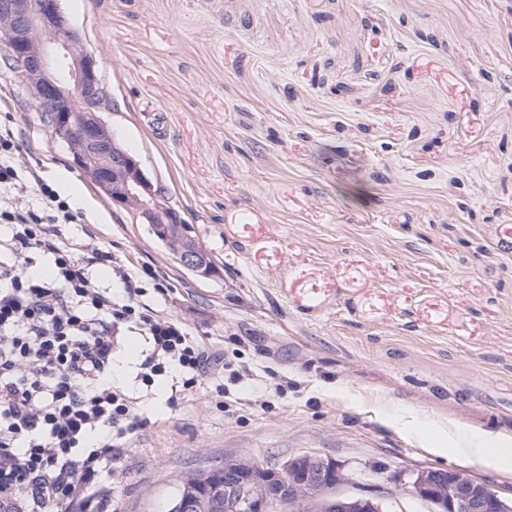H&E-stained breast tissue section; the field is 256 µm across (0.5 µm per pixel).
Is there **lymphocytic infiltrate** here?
Masks as SVG:
<instances>
[{"label":"lymphocytic infiltrate","mask_w":512,"mask_h":512,"mask_svg":"<svg viewBox=\"0 0 512 512\" xmlns=\"http://www.w3.org/2000/svg\"><path fill=\"white\" fill-rule=\"evenodd\" d=\"M14 129L0 125V512H76L143 425L132 398L111 383L122 332L143 333L144 385L176 370L182 390L214 380L217 364L185 326L142 303L139 274L93 235L75 240L73 204L19 160ZM36 189L37 202L19 197ZM55 271L33 273L42 257ZM98 266L112 288L95 284Z\"/></svg>","instance_id":"obj_1"}]
</instances>
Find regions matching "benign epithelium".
<instances>
[{
	"label": "benign epithelium",
	"mask_w": 512,
	"mask_h": 512,
	"mask_svg": "<svg viewBox=\"0 0 512 512\" xmlns=\"http://www.w3.org/2000/svg\"><path fill=\"white\" fill-rule=\"evenodd\" d=\"M0 45L36 110L64 135L73 162L134 224H146L190 274H217L182 210L140 163L122 150L104 114L111 92L61 0H0ZM224 473V512H392L403 495L430 504L432 512H512V499L462 468L424 467L409 480L345 491L348 477L335 459L305 453L259 465L243 457L201 471ZM206 500H175L172 512H205Z\"/></svg>",
	"instance_id": "benign-epithelium-1"
}]
</instances>
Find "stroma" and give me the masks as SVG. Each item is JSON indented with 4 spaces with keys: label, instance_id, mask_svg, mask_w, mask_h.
Returning <instances> with one entry per match:
<instances>
[{
    "label": "stroma",
    "instance_id": "1",
    "mask_svg": "<svg viewBox=\"0 0 512 512\" xmlns=\"http://www.w3.org/2000/svg\"><path fill=\"white\" fill-rule=\"evenodd\" d=\"M111 90L105 118L219 274L185 271L72 163L0 67V122L145 301L228 368L139 402L113 512H169L182 478L317 453L351 486L462 467L512 496V0H62ZM464 429L504 455L461 457Z\"/></svg>",
    "mask_w": 512,
    "mask_h": 512
}]
</instances>
